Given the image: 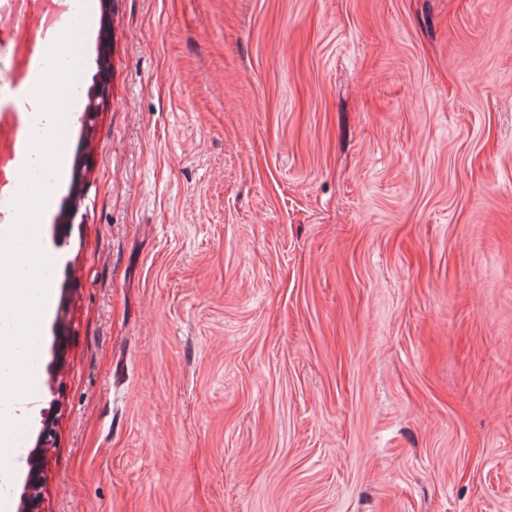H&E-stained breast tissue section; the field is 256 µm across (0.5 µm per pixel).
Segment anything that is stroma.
<instances>
[{
	"label": "stroma",
	"mask_w": 512,
	"mask_h": 512,
	"mask_svg": "<svg viewBox=\"0 0 512 512\" xmlns=\"http://www.w3.org/2000/svg\"><path fill=\"white\" fill-rule=\"evenodd\" d=\"M79 60L43 512H512V0H102Z\"/></svg>",
	"instance_id": "1"
}]
</instances>
